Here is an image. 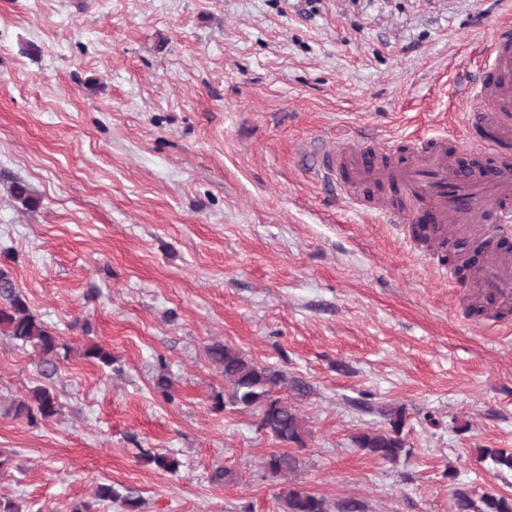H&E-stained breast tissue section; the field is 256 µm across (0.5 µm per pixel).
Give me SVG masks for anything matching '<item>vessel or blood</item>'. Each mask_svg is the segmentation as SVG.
<instances>
[{
    "instance_id": "obj_1",
    "label": "vessel or blood",
    "mask_w": 512,
    "mask_h": 512,
    "mask_svg": "<svg viewBox=\"0 0 512 512\" xmlns=\"http://www.w3.org/2000/svg\"><path fill=\"white\" fill-rule=\"evenodd\" d=\"M486 107L464 116L471 150L484 159L485 174L462 166L446 135L410 139L402 157L391 159L379 147L363 148L358 140L329 150L314 175L335 181L353 208L387 221L424 222L434 248L454 236L473 240L493 237V225L512 223V159L500 157L512 141V27H500L483 55L472 82ZM403 195L406 210L396 209L389 190ZM469 302L487 305L490 315L512 308V254L492 252L478 267L467 293Z\"/></svg>"
}]
</instances>
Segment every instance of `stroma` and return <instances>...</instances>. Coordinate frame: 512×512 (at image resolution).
Returning <instances> with one entry per match:
<instances>
[{
	"label": "stroma",
	"mask_w": 512,
	"mask_h": 512,
	"mask_svg": "<svg viewBox=\"0 0 512 512\" xmlns=\"http://www.w3.org/2000/svg\"><path fill=\"white\" fill-rule=\"evenodd\" d=\"M511 17L512 0H0V267L68 347L47 379L0 336V500L73 512L107 484L121 497L97 512H281L258 408L213 406L217 342L286 373L304 489L366 512L512 494L477 454L512 448V313L486 327L406 226L308 173L321 147L392 148L484 109L452 88ZM38 387L58 414L13 417ZM397 408L393 465L353 438Z\"/></svg>",
	"instance_id": "1"
}]
</instances>
